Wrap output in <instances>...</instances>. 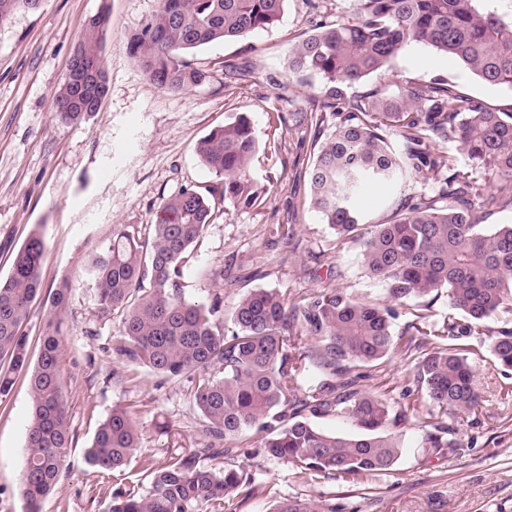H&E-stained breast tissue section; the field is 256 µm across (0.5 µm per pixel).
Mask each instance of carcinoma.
<instances>
[{"mask_svg":"<svg viewBox=\"0 0 512 512\" xmlns=\"http://www.w3.org/2000/svg\"><path fill=\"white\" fill-rule=\"evenodd\" d=\"M35 0H0V21ZM287 0H159L157 11L130 36L128 48L154 85L181 91L205 85L211 73L189 54L202 46L244 40L279 20ZM481 0H355L354 16L319 23L290 50L288 70L318 79L319 111L296 112L311 123L347 103L349 115L318 151L308 171L310 205L330 229L363 244L367 274L385 286V299L368 300L344 288L318 293L254 288L224 312V298L190 303L182 292L187 262L218 206L250 209L267 193L251 175L259 141L247 116L213 128L197 154L217 181L186 186L170 196L150 224H121L86 271L98 311L121 314L112 350L163 380L187 378L202 420L203 451L147 466L148 487L111 491L106 512H225L248 496L249 474L234 465L240 448L292 464L304 481L344 475L373 477L401 455L407 423L363 379L398 351L418 353L410 375L432 411L426 440L453 447L448 411L479 406L475 369L465 349L447 339L489 334L494 369L512 371V224H482L487 210L512 205V112L495 111L445 83L409 82L391 97L379 89L346 97L345 89L383 72L404 46L419 43L457 59L482 81L512 89V19L480 7ZM103 15L91 17L74 49L95 71L66 77L53 97L54 115L78 122L107 93L101 46ZM397 128L399 154L379 134ZM462 143L467 169L438 146ZM407 170L438 185V200L400 203L392 219L366 228L357 201L367 180L389 183ZM443 205H437V201ZM45 242L35 231L0 278V402L14 376L27 369L28 337L21 328L43 289ZM446 291L453 313L438 322L418 303L400 337L393 321L409 302ZM54 319L41 338L30 375L32 420L26 437L21 494L26 512H41L65 466L70 443L61 393L60 336L69 288L52 292ZM462 317H456V314ZM508 315L495 331L485 320ZM337 415L363 433L328 432L311 421ZM139 448L128 408L116 406L94 434L86 461L99 473L121 469ZM268 512H326L302 499L273 500Z\"/></svg>","mask_w":512,"mask_h":512,"instance_id":"cac0c4a2","label":"carcinoma"}]
</instances>
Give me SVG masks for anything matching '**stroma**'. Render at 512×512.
<instances>
[{"label":"stroma","mask_w":512,"mask_h":512,"mask_svg":"<svg viewBox=\"0 0 512 512\" xmlns=\"http://www.w3.org/2000/svg\"><path fill=\"white\" fill-rule=\"evenodd\" d=\"M158 0H41L0 23V277L32 230L46 243L45 289L24 332L37 340L53 308L51 291L70 289L64 313L62 393L72 441L65 469L42 512H105V489L142 484L149 462H163L197 448L199 412L186 380L162 381L146 369L127 371L112 354L119 315L101 316L85 268L101 253L119 224H147L160 205L189 184L216 177L196 148L230 115L246 114L259 138L251 173L268 189L252 209L225 208L191 253L183 295L207 302L223 295L233 303L250 288H285L315 293L347 288L369 299L384 298L370 279L362 246L338 239L308 206V170L318 148L340 124L327 115L320 127L282 124L278 113L311 109L319 86L299 83L288 72V51L316 22L352 17V0H287L272 26L243 41L213 43L192 57L212 80L183 92L155 88L128 52L131 34L154 12ZM108 18L102 56L108 91L94 115L58 121L52 99L68 73L87 21ZM237 65L225 73L224 64ZM444 79L500 112H512V90L485 83L455 59L422 44L399 52L389 69L349 88L356 95L375 88L395 96L406 82ZM437 194L432 183L407 175L390 187L370 185L359 203L372 222L389 218L395 201ZM294 227L292 241L275 234ZM225 275L242 274L240 287L225 289ZM482 401L475 411L450 413L453 448L425 443L420 421L424 400L405 396L411 384L402 355L365 379L363 390L407 410L404 448L396 464L375 477L306 482L277 459L241 452L238 465L252 477V492L234 502L235 512H266L271 495L315 500L332 512H512V375L492 370L487 344L468 341ZM129 407L140 434L130 463L114 473H96L85 450L114 406ZM31 422L29 377L20 372L0 403V512H23L20 492L25 439Z\"/></svg>","instance_id":"stroma-1"}]
</instances>
